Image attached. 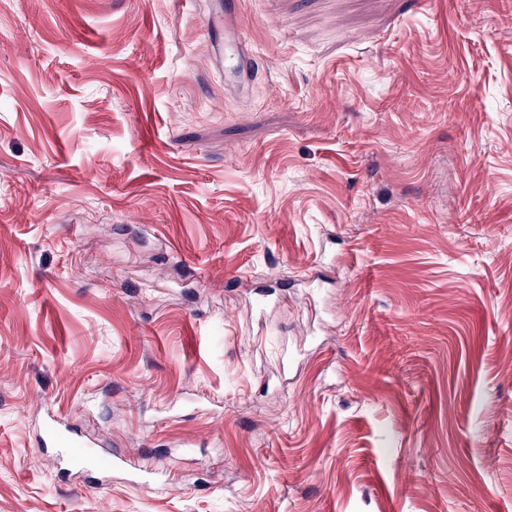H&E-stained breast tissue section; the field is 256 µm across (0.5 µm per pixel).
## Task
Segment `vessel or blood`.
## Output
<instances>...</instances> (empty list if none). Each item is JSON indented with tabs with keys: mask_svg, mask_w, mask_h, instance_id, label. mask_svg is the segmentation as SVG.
Wrapping results in <instances>:
<instances>
[{
	"mask_svg": "<svg viewBox=\"0 0 512 512\" xmlns=\"http://www.w3.org/2000/svg\"><path fill=\"white\" fill-rule=\"evenodd\" d=\"M243 15L242 0H224V39L213 45L215 53L224 57L225 71L234 74L241 81L248 80L256 53L243 26ZM45 444L47 447L57 449L61 462L70 472H111L126 467L122 457L101 456L95 451L93 441L56 416L51 417L47 425Z\"/></svg>",
	"mask_w": 512,
	"mask_h": 512,
	"instance_id": "obj_1",
	"label": "vessel or blood"
}]
</instances>
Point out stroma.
<instances>
[{"label": "stroma", "instance_id": "35a3bbf8", "mask_svg": "<svg viewBox=\"0 0 512 512\" xmlns=\"http://www.w3.org/2000/svg\"><path fill=\"white\" fill-rule=\"evenodd\" d=\"M220 8L0 0V512H512V0ZM243 3L240 0L224 1V42L213 45L219 57L224 54L225 71L234 74L241 82L249 79L248 72L256 53L242 23ZM44 447L58 448L60 461L66 471L85 474L95 471L111 472L126 470L127 462L120 456L105 458L93 448L95 443L52 415L47 425Z\"/></svg>", "mask_w": 512, "mask_h": 512}]
</instances>
